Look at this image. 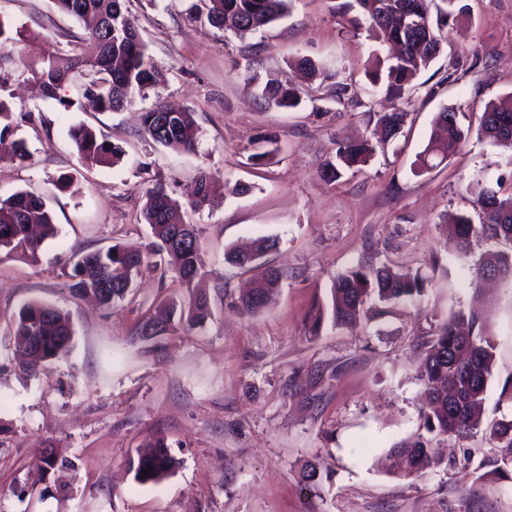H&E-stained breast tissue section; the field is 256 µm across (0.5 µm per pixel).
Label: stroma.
Instances as JSON below:
<instances>
[{
	"instance_id": "35a3bbf8",
	"label": "stroma",
	"mask_w": 512,
	"mask_h": 512,
	"mask_svg": "<svg viewBox=\"0 0 512 512\" xmlns=\"http://www.w3.org/2000/svg\"><path fill=\"white\" fill-rule=\"evenodd\" d=\"M335 3L291 0L287 17L242 39L200 18V0H125L165 79L119 112L95 111L85 98L62 106L32 82L28 61L0 56L8 76L0 97L31 152L21 165L0 161V198L20 190L42 198L58 228L38 262L0 251V512H512V479L462 480L442 465L407 479L391 455L420 430L427 342L450 311L476 303L495 343L484 417L512 419L502 394L512 383V282L475 287L472 259L459 257L444 229L456 213L480 223L470 179L501 174L512 191V150L473 133L438 167L413 171L442 108L475 130L485 104L512 92V0H460L466 15L445 28L402 132L361 171L327 182L322 164L338 141L370 135L375 113L389 107L384 93L345 109L324 87L317 101L288 109L261 90L303 57L367 85L366 63L383 45L372 31H353ZM0 20L44 52L75 49L81 34L54 0H0ZM473 55L475 69L443 83L450 60ZM158 103L194 112L195 152L141 135L142 112ZM80 124L121 147L120 162L81 167L70 138ZM266 134L283 151L252 164ZM203 175L210 203L180 213L201 230L200 287L212 312L202 327L138 336L144 316L187 295L150 267L112 306L71 295L70 256L115 244L144 250V191L160 183L183 200ZM257 238L275 240L270 258L284 277L274 301L248 316L238 298L262 270L227 265L224 250ZM361 264L421 275L426 288L388 303L368 298L367 318H327L312 332L310 316L327 305L333 281ZM31 301L62 309L73 329L69 354L36 378L19 372L11 336ZM159 437L177 465L161 482L139 484L127 461ZM49 446L77 458L78 469H41L35 456Z\"/></svg>"
}]
</instances>
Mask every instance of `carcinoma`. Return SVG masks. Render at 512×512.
Wrapping results in <instances>:
<instances>
[{
    "label": "carcinoma",
    "instance_id": "obj_1",
    "mask_svg": "<svg viewBox=\"0 0 512 512\" xmlns=\"http://www.w3.org/2000/svg\"><path fill=\"white\" fill-rule=\"evenodd\" d=\"M58 8L75 18L82 28L78 53L67 56L44 53L32 68L33 77L45 94L68 107L71 101L58 97V90L71 84L79 96H93L103 112L122 111L136 104L145 90L164 81V73L154 63L134 21L124 11L122 0H55ZM206 18L216 27H224L231 19L236 33L247 36L282 19L288 14V0H203ZM360 15L349 19L352 28L376 30L383 41L398 48V53L383 58L373 53L366 69L370 85L365 93L378 88L397 102L390 112L376 113V125L381 139L343 141L335 159L324 164L322 176L329 180L340 178L344 171L368 164L377 149L396 138L406 121V112L398 102L415 87L419 75L439 57L445 40L443 29L449 20H457L456 0H348L335 6L336 13L347 15L354 7ZM0 49L20 58L36 53L34 46L12 38L5 23L0 20ZM312 83L334 82L333 97L337 104L348 107L358 99L350 93L351 85L336 80L337 74L324 69L309 58L296 63ZM79 69L100 75L88 84L74 82ZM302 89L293 81L267 84L262 96L280 108H293L300 102ZM167 111L161 104L142 113L141 134L153 142L172 149L193 152L196 149V122L194 113L183 110L175 116L170 134L161 138L156 133L152 118ZM16 128L13 112L0 99V145L13 135ZM479 134L501 145H512V92L488 103L481 114ZM70 136L79 161L87 167H109L117 164L123 151L92 128L79 126ZM467 133L458 121L457 110L446 108L435 120L434 135L414 162V170L424 173L434 167V160L462 143ZM278 139L268 137L262 150L253 153L250 160L265 165L276 158ZM30 158L26 143L15 140L10 149L0 151V161L25 163ZM472 203L482 213V222L472 223L461 214L454 218L453 229L458 240L459 254L467 259L474 244L480 240L512 243V194L504 196L491 186L486 178H475L466 186ZM209 201V182L203 175L198 181L195 198L187 206L196 210ZM180 206L165 187L156 184L144 192L141 218L151 230L150 248L146 254L128 252L117 245L106 250L85 253L73 263L68 288L74 296H94L101 304L110 306L122 300L133 287L142 267L152 256L160 258L166 270L178 280L191 286L201 275L204 263L201 254L199 230L194 224H176L172 215ZM57 235V227L45 202L28 192L18 191L0 199V250L38 261L43 243ZM275 247L268 238L253 241L247 251L229 248L224 251L226 263L244 268L266 256ZM476 277L512 279V252L493 251L482 254L474 263ZM283 274L268 270L254 287L239 298L243 313L255 315L272 301ZM426 280L420 275L393 274L386 267L361 265L336 279L330 288L329 310L333 323L348 324L365 313L366 298L373 295L381 302L421 295ZM210 316L209 300L204 294H192L188 301L170 303L160 313L144 318L139 324V335L146 340L158 336L187 332L203 324ZM485 316L477 306L453 311L428 341L420 364L418 378L426 392V408L421 411L422 432L409 442L397 446L401 457L411 459V468H402L404 477L415 475L431 466L445 467L463 478L481 479L488 475L508 477L512 473V420L486 422L481 408L487 396L495 346L483 333ZM15 351H41L42 363L20 364L27 377H36L44 370V363L66 355L72 344L73 330L69 316L59 309L41 302H29L13 321ZM480 435L492 445V451L476 467H471L470 455L446 461L435 454L431 443L435 438L454 436L468 439ZM152 451L128 462L134 479L141 484L157 483L167 477L175 465L168 445L158 438L151 444ZM45 470L70 469L74 462L45 449L37 457ZM147 477H142V474Z\"/></svg>",
    "mask_w": 512,
    "mask_h": 512
}]
</instances>
